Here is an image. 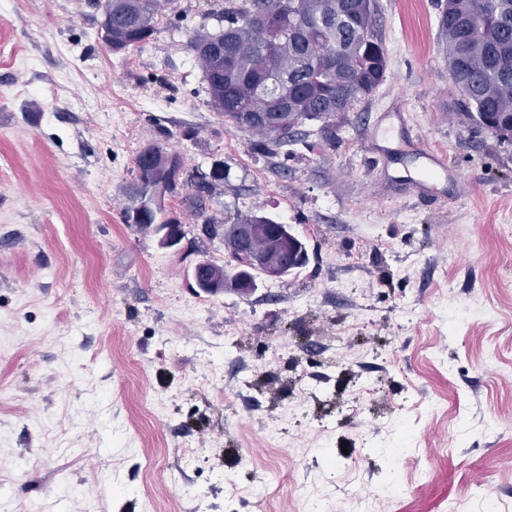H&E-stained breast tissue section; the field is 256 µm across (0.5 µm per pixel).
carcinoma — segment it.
<instances>
[{
	"label": "carcinoma",
	"instance_id": "carcinoma-1",
	"mask_svg": "<svg viewBox=\"0 0 512 512\" xmlns=\"http://www.w3.org/2000/svg\"><path fill=\"white\" fill-rule=\"evenodd\" d=\"M102 11L101 38L112 51L140 48L156 33L159 18L175 9V0H89ZM376 0H225L214 2L209 18L217 25L201 29L188 48L202 70L209 104L235 127L255 133L262 154L274 156L294 142L309 121L316 133L336 137V118L374 95L384 81L387 52L376 29ZM448 66L477 126L503 142H512V0H445L440 14ZM135 176L122 209L125 224L148 229L176 224L166 198L181 205L205 235L229 245L230 224H263L270 235L278 222L264 211L219 219L210 213L217 188L229 183L224 162L208 174L179 186L169 171L146 169L133 160ZM236 276L211 261L197 267V278Z\"/></svg>",
	"mask_w": 512,
	"mask_h": 512
}]
</instances>
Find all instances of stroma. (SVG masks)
Returning a JSON list of instances; mask_svg holds the SVG:
<instances>
[{
    "mask_svg": "<svg viewBox=\"0 0 512 512\" xmlns=\"http://www.w3.org/2000/svg\"><path fill=\"white\" fill-rule=\"evenodd\" d=\"M211 0H178L141 48L112 53L88 0H0V496L55 512H255L224 479L280 485L267 512H328L353 493L383 512H448L477 493L512 512V143L469 122L442 51L440 0H377L382 85L335 141L266 159L208 104L187 43ZM395 104L474 190L423 201L369 124ZM197 138L182 135L184 127ZM162 141L230 169L217 215L290 225L309 262L243 294L182 220L179 248L124 224L133 159ZM319 386L285 415L302 386ZM360 398L362 412L347 405ZM394 427H381L387 416ZM196 451L186 465L184 447ZM360 482L350 486L345 467ZM203 262H204L203 267L202 266L197 267V278L199 281L200 289L205 293L212 294L210 291H207L206 289L214 291L215 293L222 291V288H206V289H204L202 283H200V282L209 281V279L211 277L216 276V275H220L222 277L224 275V288H236V289H239L243 293H248L256 286V278L259 274H255V273L251 274V278L254 281L253 288H238V286L236 284L237 277L235 275L231 276L229 274V272L224 268V266L217 265V264L213 263L212 261H208V260H203Z\"/></svg>",
    "mask_w": 512,
    "mask_h": 512,
    "instance_id": "obj_1",
    "label": "stroma"
}]
</instances>
